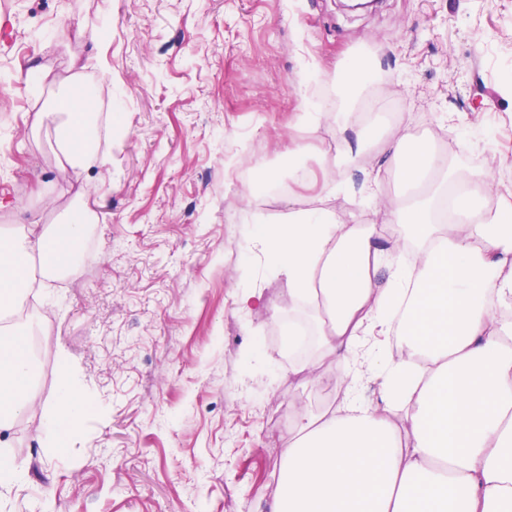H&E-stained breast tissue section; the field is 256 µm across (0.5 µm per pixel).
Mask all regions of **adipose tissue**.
I'll return each mask as SVG.
<instances>
[{"label":"adipose tissue","mask_w":512,"mask_h":512,"mask_svg":"<svg viewBox=\"0 0 512 512\" xmlns=\"http://www.w3.org/2000/svg\"><path fill=\"white\" fill-rule=\"evenodd\" d=\"M80 74L58 82L63 118L54 129L63 176L104 165L101 117L86 111ZM393 132L383 141L386 171L423 195L402 197L388 212L415 245L405 267L374 241L371 225L341 222L332 211L294 212L257 234L269 270L286 276L295 303L322 314L320 352L308 363L314 386L336 358L343 397L320 419L297 414L283 453L273 512H512V224L489 189L488 168L461 171L431 148ZM461 185L452 221L435 219L449 184ZM97 218L84 196L61 222L0 231V319L35 282L75 273L74 251ZM399 334L384 354L372 335ZM25 327L0 326V446L22 413L41 408L49 443L77 430L95 401L60 354L56 393L39 404L32 386ZM381 380V406L360 397Z\"/></svg>","instance_id":"1"}]
</instances>
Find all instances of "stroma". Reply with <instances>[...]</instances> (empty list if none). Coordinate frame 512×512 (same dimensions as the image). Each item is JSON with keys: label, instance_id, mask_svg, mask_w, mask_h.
I'll list each match as a JSON object with an SVG mask.
<instances>
[{"label": "stroma", "instance_id": "stroma-1", "mask_svg": "<svg viewBox=\"0 0 512 512\" xmlns=\"http://www.w3.org/2000/svg\"><path fill=\"white\" fill-rule=\"evenodd\" d=\"M357 58L387 82L386 127L512 180V0H0V228L52 223L79 192L106 199L78 272L18 313L42 344L35 390L53 397L62 348L96 408L60 449L40 412L15 422L6 453L22 477L0 487V512H272L298 411L321 415L340 397L334 368L324 388L309 382L317 345L281 358L288 314L319 321L291 307L287 279L247 241L321 202L373 225L379 247L398 245L384 213L400 182L384 178L375 209L360 196L377 146L323 163L360 116L320 94ZM72 71L117 116L111 165L78 181L58 172L52 124L31 129ZM306 110L318 125H299ZM293 140L305 146L299 181ZM272 172L287 191L269 192ZM246 286L264 308L237 311Z\"/></svg>", "mask_w": 512, "mask_h": 512}]
</instances>
